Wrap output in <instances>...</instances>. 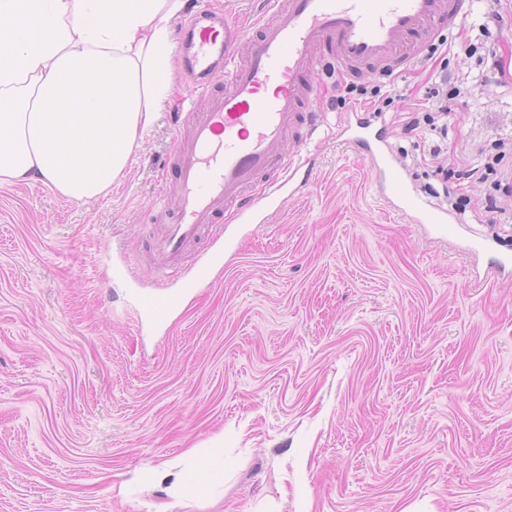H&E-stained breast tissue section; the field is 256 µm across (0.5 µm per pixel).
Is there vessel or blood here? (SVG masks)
Here are the masks:
<instances>
[{
	"label": "vessel or blood",
	"instance_id": "vessel-or-blood-1",
	"mask_svg": "<svg viewBox=\"0 0 512 512\" xmlns=\"http://www.w3.org/2000/svg\"><path fill=\"white\" fill-rule=\"evenodd\" d=\"M470 0H265V21L228 28L218 15H194L179 33L180 55L190 96H205L208 109L188 139L177 140L170 167L180 199L174 221L163 225L150 251L159 272L179 264L215 229L216 214L244 212L246 190L258 198L279 191L282 175L302 161L304 143L294 140L299 124L316 128L318 89L326 76L352 80L365 64H382L389 78L413 64L409 38L455 24ZM222 28L223 39L208 37ZM250 50L239 55L237 45ZM228 89L211 92L216 73ZM346 142L371 165L383 164L375 138L364 124L345 122ZM387 196L415 208L403 176L389 168ZM175 298L149 294L145 310L165 319Z\"/></svg>",
	"mask_w": 512,
	"mask_h": 512
}]
</instances>
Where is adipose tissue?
<instances>
[{
    "label": "adipose tissue",
    "mask_w": 512,
    "mask_h": 512,
    "mask_svg": "<svg viewBox=\"0 0 512 512\" xmlns=\"http://www.w3.org/2000/svg\"><path fill=\"white\" fill-rule=\"evenodd\" d=\"M185 0H0V186L106 193L171 93Z\"/></svg>",
    "instance_id": "ef3b65f1"
}]
</instances>
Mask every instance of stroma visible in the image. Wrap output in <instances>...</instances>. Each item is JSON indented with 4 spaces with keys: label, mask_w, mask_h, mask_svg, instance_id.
<instances>
[{
    "label": "stroma",
    "mask_w": 512,
    "mask_h": 512,
    "mask_svg": "<svg viewBox=\"0 0 512 512\" xmlns=\"http://www.w3.org/2000/svg\"><path fill=\"white\" fill-rule=\"evenodd\" d=\"M186 6L264 17L262 0ZM466 41L462 22L440 43L420 34L401 77L373 63L359 99L323 90L311 169L163 278L148 254L178 209L163 169L207 110L180 108L183 80L108 194L0 186V512H512V224L491 223L489 186L467 174L512 134V0L484 38L498 85L448 121L449 197L467 205L447 238L387 202L339 138L367 110L411 193L448 209L431 191L437 137L405 128L431 74L478 72ZM149 292L176 298L164 322ZM159 464L185 493L143 479Z\"/></svg>",
    "instance_id": "35a3bbf8"
}]
</instances>
